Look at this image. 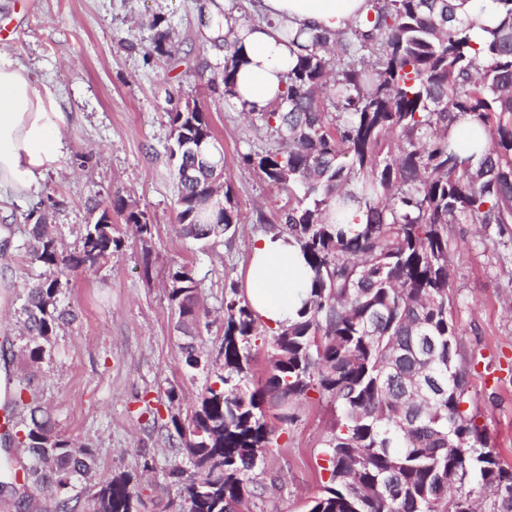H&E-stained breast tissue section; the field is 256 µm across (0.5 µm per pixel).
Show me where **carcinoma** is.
<instances>
[{"mask_svg":"<svg viewBox=\"0 0 512 512\" xmlns=\"http://www.w3.org/2000/svg\"><path fill=\"white\" fill-rule=\"evenodd\" d=\"M501 17L481 44L469 30L480 0H371L364 20L337 37L288 31L297 47L283 101L251 121L276 133L277 146L243 160L288 193L278 230L300 245L312 271L310 298L298 318L269 342L271 371L250 388V340L258 319L248 302L224 300L220 387L209 385L188 423L172 419L193 474L167 473L185 483L171 512H240L256 495L246 475L271 438L265 405L294 422V405L312 391L328 394L335 423L326 444L329 478L308 512H474L475 483L494 497L497 512H512V469L487 448L483 430L461 410L466 371L457 359L456 326L448 306L453 253L450 224L512 226V0H495ZM470 10H464L465 4ZM224 95L236 75L233 43L223 39ZM460 114L487 136L480 160L450 139ZM169 145L178 187L183 236L204 244L239 223L230 187L224 223L216 224L199 198L224 163L199 107L170 115ZM201 141L199 157L179 151L183 137ZM186 166L198 180L181 179ZM360 223H344L349 207ZM142 235L146 215L121 198L85 225L82 247L64 254L39 208L31 224L30 258L56 272L28 289L25 330L29 360L43 358L67 313L58 309V275L93 269L122 239L112 211ZM169 300L187 334L199 319L198 283L185 265L169 274ZM19 444L26 479L44 485L52 474L56 512H74L80 494L94 512H139L130 479H95L92 449L76 451L54 432L36 401ZM461 447L448 452V439Z\"/></svg>","mask_w":512,"mask_h":512,"instance_id":"carcinoma-1","label":"carcinoma"}]
</instances>
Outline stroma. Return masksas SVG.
Returning a JSON list of instances; mask_svg holds the SVG:
<instances>
[{
	"label": "stroma",
	"mask_w": 512,
	"mask_h": 512,
	"mask_svg": "<svg viewBox=\"0 0 512 512\" xmlns=\"http://www.w3.org/2000/svg\"><path fill=\"white\" fill-rule=\"evenodd\" d=\"M216 0H0V49L23 67L51 111L65 113L66 154L47 171L37 199L0 209L11 229L0 259V382L47 408L55 431L71 446L93 449L96 475H127L140 512H165L180 485L167 471L184 464L172 417H191L224 334L225 298L245 294L249 245L277 221L286 193L269 185L242 154L272 146L274 137L249 126L225 100L224 52L209 34ZM169 31L171 56L153 53L156 29ZM194 100L209 114L224 153V181L241 213L231 238L202 250L176 229L177 187L167 147L168 113ZM123 198L152 226L139 237L113 214L123 240L102 265L66 271L58 305L73 319L57 329L38 363L22 348L25 290L48 276L27 253L23 213L52 199L56 236L65 253L81 247L95 209ZM452 314L459 359L468 371L464 410L491 448L512 467V239L496 228L453 224ZM187 265L200 289L196 343L207 355L185 363V336L168 299L169 273ZM176 399H169V390ZM274 441L248 478L257 494L249 512H306L327 480L325 444L333 408L327 398L302 401L285 423L267 407ZM44 489L17 480L0 488V512H53Z\"/></svg>",
	"instance_id": "obj_1"
}]
</instances>
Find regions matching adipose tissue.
Wrapping results in <instances>:
<instances>
[{"instance_id":"ef3b65f1","label":"adipose tissue","mask_w":512,"mask_h":512,"mask_svg":"<svg viewBox=\"0 0 512 512\" xmlns=\"http://www.w3.org/2000/svg\"><path fill=\"white\" fill-rule=\"evenodd\" d=\"M261 22L231 34L239 59L233 104L262 112L279 102L285 76L296 61L285 31H346L365 18L367 0H258ZM65 113L49 117L44 100L27 72L0 52V197L32 195L44 173L64 155L61 127ZM311 273L299 243L271 232L256 239L246 274V297L260 321L280 328L294 320L307 297Z\"/></svg>"}]
</instances>
